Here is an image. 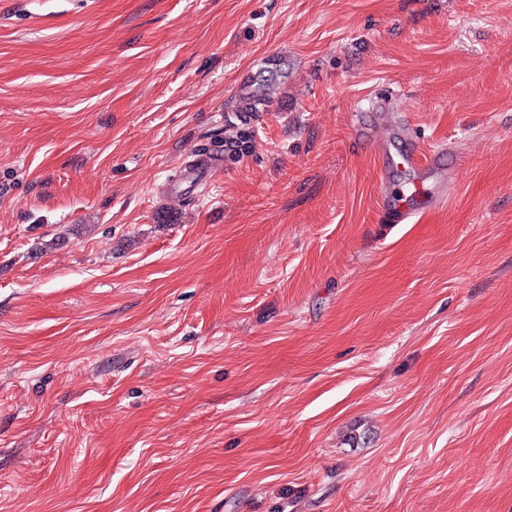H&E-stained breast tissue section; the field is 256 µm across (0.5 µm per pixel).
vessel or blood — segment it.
Masks as SVG:
<instances>
[{
	"label": "vessel or blood",
	"mask_w": 512,
	"mask_h": 512,
	"mask_svg": "<svg viewBox=\"0 0 512 512\" xmlns=\"http://www.w3.org/2000/svg\"><path fill=\"white\" fill-rule=\"evenodd\" d=\"M397 135L402 136L407 144L406 150L398 156V163L403 168L412 170L415 178L405 191L381 186L379 205L390 216L392 223L412 224L424 213L439 208L447 201L453 191V182L451 176L440 167L441 150L422 154L405 122L389 119L367 128L364 133L365 138L377 146L378 156L382 159L388 157L392 139ZM215 167V162L209 157L194 156L183 168V186L178 190L179 195H186L188 189L194 188L198 173Z\"/></svg>",
	"instance_id": "b4317fda"
}]
</instances>
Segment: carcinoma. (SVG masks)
Listing matches in <instances>:
<instances>
[{"mask_svg":"<svg viewBox=\"0 0 512 512\" xmlns=\"http://www.w3.org/2000/svg\"><path fill=\"white\" fill-rule=\"evenodd\" d=\"M283 66L284 63L278 60L274 67L260 70L240 86L234 116L243 127L238 128L230 119H225L224 137L211 139L209 145L202 148L203 152L221 153L224 160L233 162L253 151L254 134L246 124L252 116L267 111L273 102V90L278 85V79L284 76Z\"/></svg>","mask_w":512,"mask_h":512,"instance_id":"carcinoma-1","label":"carcinoma"}]
</instances>
